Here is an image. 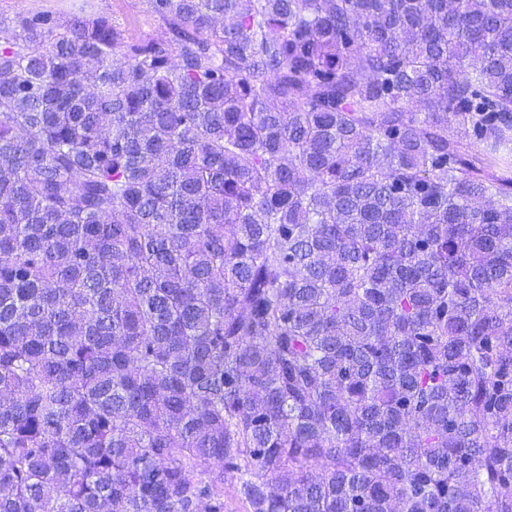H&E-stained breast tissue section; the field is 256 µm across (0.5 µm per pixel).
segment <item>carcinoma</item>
Returning <instances> with one entry per match:
<instances>
[{
	"label": "carcinoma",
	"mask_w": 512,
	"mask_h": 512,
	"mask_svg": "<svg viewBox=\"0 0 512 512\" xmlns=\"http://www.w3.org/2000/svg\"><path fill=\"white\" fill-rule=\"evenodd\" d=\"M0 18V512H512V0Z\"/></svg>",
	"instance_id": "carcinoma-1"
}]
</instances>
